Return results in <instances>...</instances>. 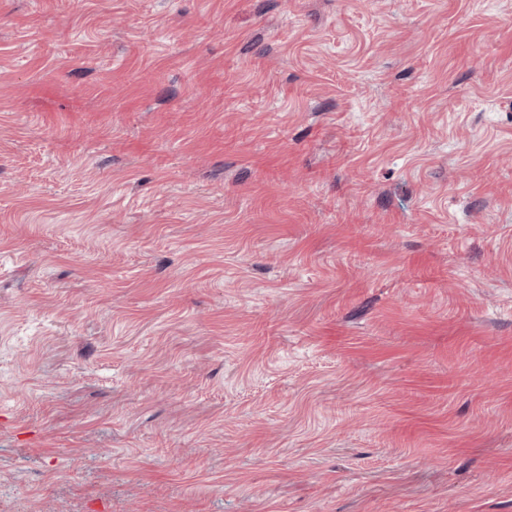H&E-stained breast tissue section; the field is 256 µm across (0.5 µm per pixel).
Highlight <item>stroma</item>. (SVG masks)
Here are the masks:
<instances>
[{
	"instance_id": "35a3bbf8",
	"label": "stroma",
	"mask_w": 512,
	"mask_h": 512,
	"mask_svg": "<svg viewBox=\"0 0 512 512\" xmlns=\"http://www.w3.org/2000/svg\"><path fill=\"white\" fill-rule=\"evenodd\" d=\"M0 512H512V0H0Z\"/></svg>"
}]
</instances>
